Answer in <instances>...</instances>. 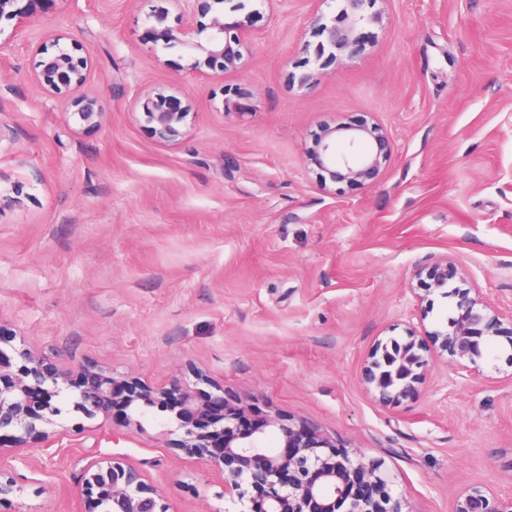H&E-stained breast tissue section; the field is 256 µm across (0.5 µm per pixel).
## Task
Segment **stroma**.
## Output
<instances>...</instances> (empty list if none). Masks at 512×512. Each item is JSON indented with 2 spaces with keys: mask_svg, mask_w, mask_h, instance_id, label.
Masks as SVG:
<instances>
[{
  "mask_svg": "<svg viewBox=\"0 0 512 512\" xmlns=\"http://www.w3.org/2000/svg\"><path fill=\"white\" fill-rule=\"evenodd\" d=\"M311 0H218L253 33L241 68L198 78L187 54L146 34L172 0H38L0 91V334L71 370L95 364L154 388L181 378L315 424L380 462L409 512H455L466 486L512 496V345L472 377L437 345L414 398L383 405L361 380L374 345L435 330L451 299L408 290L449 260L512 322V0H386L363 56L312 89L288 79L313 58ZM79 31L87 88L107 113L73 131L26 78L52 29ZM181 85L189 136L166 146L134 117L146 86ZM249 93L245 115L224 91ZM377 120L395 153L373 187L320 186L309 153L324 128ZM171 410L113 406V434L52 443L13 462L27 512H80L91 451L124 455L176 512H226L224 469L180 451Z\"/></svg>",
  "mask_w": 512,
  "mask_h": 512,
  "instance_id": "stroma-1",
  "label": "stroma"
}]
</instances>
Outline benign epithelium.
<instances>
[{"mask_svg":"<svg viewBox=\"0 0 512 512\" xmlns=\"http://www.w3.org/2000/svg\"><path fill=\"white\" fill-rule=\"evenodd\" d=\"M19 0H0V21H15L12 31L0 38V57L11 49L19 28L35 23L34 13L17 7ZM186 18L183 27L167 25V14L149 16V32L172 47L182 46L191 56L188 70L199 78L209 72L237 67L251 38L247 25L232 16L214 14L208 24L196 28L198 16L209 14V0H173ZM376 0H340L338 12L325 19L319 8L308 16L306 26L320 37L316 59L324 54L339 60L361 55L365 43L359 30L382 23L380 11H370ZM207 33L201 43L192 33ZM50 46L39 49V60L30 75L32 83L48 98L70 106L75 124L100 127L105 112L99 98L83 91L92 68L90 49L60 29L48 33ZM320 73L307 68L290 73L301 87L316 83ZM175 85L150 87L136 93L132 112L140 115L156 140L164 145L179 143L190 127V104L178 97ZM248 93L240 89L224 92L223 112L243 115L250 109ZM395 151L393 138L378 123L327 129L320 136L312 161L326 174L324 190L349 182L375 184L382 165ZM428 291L448 286L457 270L446 261L427 273ZM456 317L430 332L441 350L468 371L479 370L478 362L492 356L485 344L504 336L512 344V328L503 327L501 314L476 288L455 287ZM13 355L0 349V431L12 430V446L0 445V512H28L21 502L23 488L3 470L10 459L45 442L62 439L85 427L67 428L57 421L60 397L68 395L73 409L88 419H98V429L108 430L112 400L121 386L128 388V406L165 408L180 405L177 429L182 431V449L189 454L224 463V493L236 497L235 512H402L403 498L393 491L394 481L381 465L351 458L348 451L323 438L306 423L284 424L269 416L264 424L245 434L239 421L243 407L224 396V388L201 397L179 378L168 386L153 389L105 374L95 365L84 366L77 377L61 370L45 353L26 346L12 347ZM428 360L419 334L410 329L402 339L390 338L372 349L362 374L363 382L383 405L409 397L420 383ZM276 438L284 452L265 446ZM82 512H173L169 499L150 486L143 471L118 454H102L83 468L79 479ZM455 512H512V497L503 499L481 487L466 488Z\"/></svg>","mask_w":512,"mask_h":512,"instance_id":"7a95c632","label":"benign epithelium"}]
</instances>
